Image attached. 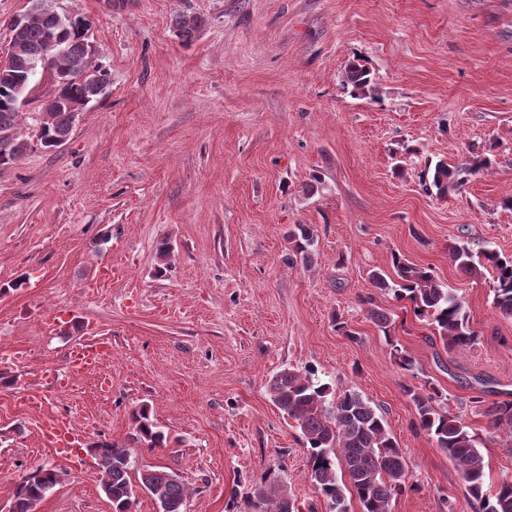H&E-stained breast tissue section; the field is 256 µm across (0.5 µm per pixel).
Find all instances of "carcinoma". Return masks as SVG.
Returning <instances> with one entry per match:
<instances>
[{
    "label": "carcinoma",
    "mask_w": 512,
    "mask_h": 512,
    "mask_svg": "<svg viewBox=\"0 0 512 512\" xmlns=\"http://www.w3.org/2000/svg\"><path fill=\"white\" fill-rule=\"evenodd\" d=\"M45 0H30L23 29L16 35L11 64L0 69V166L13 164L27 152L30 142L24 138L19 117L21 99L34 87L39 75H48L57 98L55 106L40 113L44 136L63 144L71 136L77 110L104 98L101 81L107 73L92 63L88 23L66 27L56 24L44 9ZM177 36L191 41L201 26L198 18L180 14L173 22ZM57 38L67 51L45 57L44 65L31 69V60L42 56L46 43ZM25 84L21 94L15 87ZM342 86L356 97L374 98L377 82L359 63L348 65ZM491 165L487 156H474L454 166L442 160L424 171L423 181L440 195L465 184L470 177ZM292 249L290 264L309 265L316 245L314 227L295 225L288 232ZM450 257L458 269L475 275L479 268L493 270V305L499 314L512 318V257L493 249L481 252V259L464 244H454ZM393 266L399 284L393 287L385 276L371 274L373 284L393 291L399 300H408L416 316L434 325L440 338L450 348H468L478 336L471 327L466 307L460 297L443 285L430 270L419 268L396 256ZM268 394L274 405L300 429L308 451V476L330 512H340L348 499H355L359 512H392V501L415 489L397 441L390 434L384 417L359 392H336L321 382L311 369L284 368L268 382ZM415 406L419 427L436 447L448 455L465 483L470 505L476 512H512V480L504 479L491 489L485 486V459L480 451L481 438L466 423L463 414L439 408L438 392L407 390ZM493 428L505 430L512 437V402L488 411ZM132 441L149 448L166 445L165 432L149 417L146 407L134 415ZM97 465L102 484L110 490L112 508L126 503L134 483L145 486L163 512H186L188 487L180 475L162 467L135 470V462L124 446L101 443L97 446ZM58 483L54 469L40 468L22 486H16V512H29V501L43 500ZM283 483L280 471L267 470L242 502H232L228 512H300L288 490L267 492L265 487Z\"/></svg>",
    "instance_id": "1"
}]
</instances>
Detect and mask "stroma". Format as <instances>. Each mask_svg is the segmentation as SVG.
<instances>
[{"label": "stroma", "instance_id": "1", "mask_svg": "<svg viewBox=\"0 0 512 512\" xmlns=\"http://www.w3.org/2000/svg\"><path fill=\"white\" fill-rule=\"evenodd\" d=\"M54 5L86 18L109 86L51 150L36 140L49 89L38 82L22 107L33 143L0 170V503L45 467L61 479L38 512H112L89 451L109 442L178 473L187 512H226L276 467L301 512H328L298 428L267 392L286 367L380 409L416 485L393 512H473L417 425L412 389L464 411L487 484L512 479V437L484 415L512 402V319L492 304L491 269L464 275L448 252L456 242L512 257V0ZM179 13L201 21L191 42L175 33ZM356 59L377 98L343 89ZM473 152L491 157L488 170L445 195L425 189L428 165ZM295 224L317 234L311 266L285 261ZM397 256L461 297L474 345L446 348L409 302L374 286L372 272L394 278ZM105 266L112 282L91 288ZM45 310L57 317L49 334ZM88 326L111 340V360L48 409L23 406L16 377L64 374ZM101 375L111 392L98 391ZM143 405L168 447L132 441ZM78 412L96 420L87 448L40 447L48 414Z\"/></svg>", "mask_w": 512, "mask_h": 512}]
</instances>
